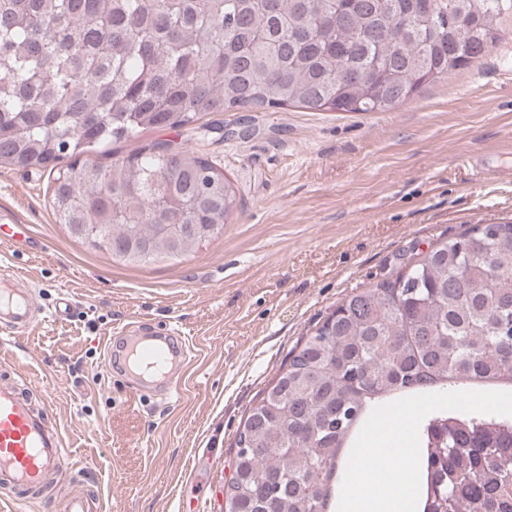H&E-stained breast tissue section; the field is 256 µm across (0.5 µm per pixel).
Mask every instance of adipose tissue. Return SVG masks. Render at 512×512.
I'll return each instance as SVG.
<instances>
[{
    "label": "adipose tissue",
    "instance_id": "adipose-tissue-1",
    "mask_svg": "<svg viewBox=\"0 0 512 512\" xmlns=\"http://www.w3.org/2000/svg\"><path fill=\"white\" fill-rule=\"evenodd\" d=\"M403 459L402 471L396 472L390 479L367 484L362 495L350 492L340 494L337 508L339 512H362L371 508L372 512H409L412 495L404 479L406 470L413 467V454L410 449L399 451Z\"/></svg>",
    "mask_w": 512,
    "mask_h": 512
}]
</instances>
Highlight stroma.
Here are the masks:
<instances>
[{
    "label": "stroma",
    "mask_w": 512,
    "mask_h": 512,
    "mask_svg": "<svg viewBox=\"0 0 512 512\" xmlns=\"http://www.w3.org/2000/svg\"><path fill=\"white\" fill-rule=\"evenodd\" d=\"M503 28L474 66L390 112H207L94 154L107 166L167 142L220 162L242 204L177 260L131 265L87 248L55 219L53 173L1 164L0 221L27 225L42 248L0 243V270L45 317L0 334V372L19 363L32 399L50 391L68 455L58 488L18 502L0 485V512H63L70 493L101 512H220L239 424L303 337L412 251L512 222V18ZM63 296L71 312L53 319ZM133 317L190 338L195 362L172 403L130 398L121 363L103 366L104 336ZM447 400L379 404L351 440L379 449L374 478Z\"/></svg>",
    "instance_id": "obj_1"
}]
</instances>
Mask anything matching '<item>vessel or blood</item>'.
Instances as JSON below:
<instances>
[{
	"instance_id": "1",
	"label": "vessel or blood",
	"mask_w": 512,
	"mask_h": 512,
	"mask_svg": "<svg viewBox=\"0 0 512 512\" xmlns=\"http://www.w3.org/2000/svg\"><path fill=\"white\" fill-rule=\"evenodd\" d=\"M39 306L27 291L0 289V332L31 329ZM132 377L147 379L161 399L178 394L192 367L189 340L171 326L146 327L130 322L119 331ZM21 368L0 378V484L28 492L46 478L61 473L66 464L65 438L58 424L49 423L45 411L35 408L17 388Z\"/></svg>"
}]
</instances>
